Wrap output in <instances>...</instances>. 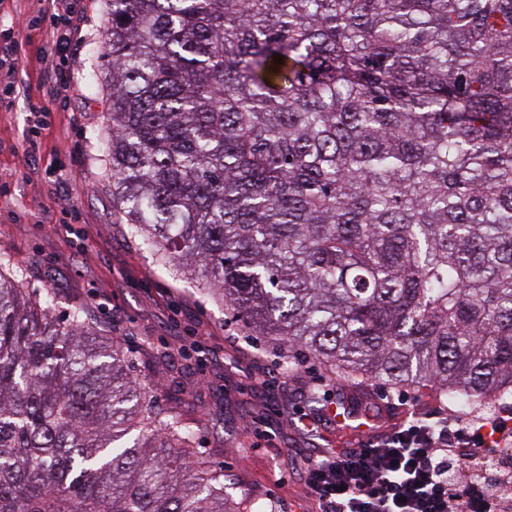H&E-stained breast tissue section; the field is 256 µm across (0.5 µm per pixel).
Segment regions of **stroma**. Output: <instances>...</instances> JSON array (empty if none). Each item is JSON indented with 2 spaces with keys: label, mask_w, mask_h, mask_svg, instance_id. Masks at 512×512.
Segmentation results:
<instances>
[{
  "label": "stroma",
  "mask_w": 512,
  "mask_h": 512,
  "mask_svg": "<svg viewBox=\"0 0 512 512\" xmlns=\"http://www.w3.org/2000/svg\"><path fill=\"white\" fill-rule=\"evenodd\" d=\"M85 5L67 88L55 86L38 32L19 50L22 66L6 75L24 93L0 109V262L23 270L33 286L54 289L63 304H83L104 340L131 355L128 373L161 408L194 426L193 457L223 474L228 512H252L259 503L312 512L290 462L344 442L357 423H337L335 384L321 367L305 359L285 372L274 337L250 332L217 296L127 235L100 146L111 107L101 51L108 4ZM32 94L45 100L48 116L30 112ZM318 385L328 395L314 408L307 394ZM357 405L379 430L401 412L416 421L442 411L483 417L502 407L493 400L462 410L431 384H373ZM258 429L268 435L259 449Z\"/></svg>",
  "instance_id": "stroma-1"
}]
</instances>
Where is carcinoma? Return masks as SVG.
<instances>
[{
	"label": "carcinoma",
	"instance_id": "obj_1",
	"mask_svg": "<svg viewBox=\"0 0 512 512\" xmlns=\"http://www.w3.org/2000/svg\"><path fill=\"white\" fill-rule=\"evenodd\" d=\"M103 49L112 193L163 265L289 370L512 397V0H108ZM57 307L0 266V512H227Z\"/></svg>",
	"mask_w": 512,
	"mask_h": 512
}]
</instances>
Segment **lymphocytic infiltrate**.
<instances>
[{"instance_id":"1","label":"lymphocytic infiltrate","mask_w":512,"mask_h":512,"mask_svg":"<svg viewBox=\"0 0 512 512\" xmlns=\"http://www.w3.org/2000/svg\"><path fill=\"white\" fill-rule=\"evenodd\" d=\"M301 471L318 512H512V409L428 417Z\"/></svg>"}]
</instances>
